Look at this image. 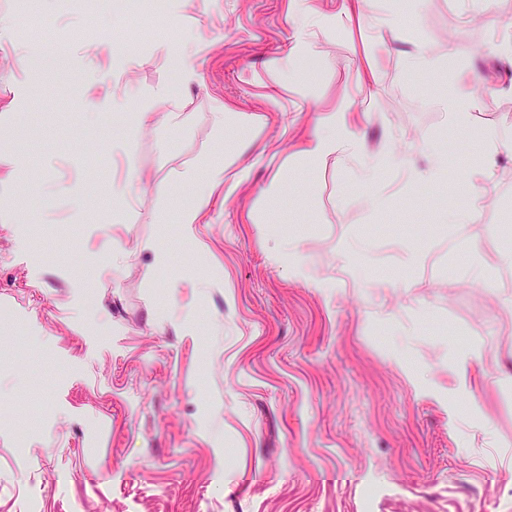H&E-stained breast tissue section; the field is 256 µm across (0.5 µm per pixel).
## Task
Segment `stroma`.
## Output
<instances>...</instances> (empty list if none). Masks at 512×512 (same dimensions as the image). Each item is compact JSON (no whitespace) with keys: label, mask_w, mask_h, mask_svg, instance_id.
<instances>
[{"label":"stroma","mask_w":512,"mask_h":512,"mask_svg":"<svg viewBox=\"0 0 512 512\" xmlns=\"http://www.w3.org/2000/svg\"><path fill=\"white\" fill-rule=\"evenodd\" d=\"M33 10L57 65L29 52ZM297 10L0 0V512H512V148L471 182L484 158L459 162L441 106L477 73L471 127L512 126V0H371L367 24L324 2L308 81ZM185 42L206 49L177 81L163 50ZM148 103L189 119L139 124ZM218 104L263 115L255 138L216 133ZM331 108L392 151L372 181L359 157L309 168ZM434 147L447 175L415 180ZM219 163L185 237V174ZM462 187L479 217L445 223ZM290 241L326 291L292 277ZM225 179L224 164L210 165L204 170L195 197L190 203L182 206L179 212V224L186 233L193 232L194 224L205 223L214 194L220 190L224 191Z\"/></svg>","instance_id":"stroma-1"}]
</instances>
